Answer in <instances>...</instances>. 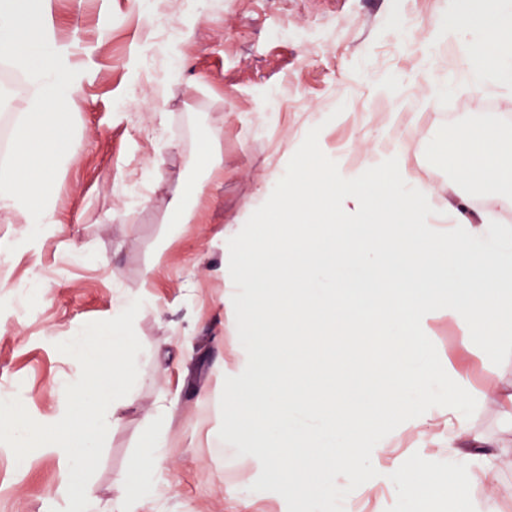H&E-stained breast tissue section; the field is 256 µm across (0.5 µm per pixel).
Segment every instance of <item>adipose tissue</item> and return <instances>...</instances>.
Wrapping results in <instances>:
<instances>
[{
    "label": "adipose tissue",
    "instance_id": "adipose-tissue-1",
    "mask_svg": "<svg viewBox=\"0 0 512 512\" xmlns=\"http://www.w3.org/2000/svg\"><path fill=\"white\" fill-rule=\"evenodd\" d=\"M54 3L0 0V47L13 51L26 87L12 159L0 168V212L20 215L26 229L16 240L0 241L4 260L53 233L54 175L78 151L69 135L71 114L89 74L56 34ZM433 38L455 45L456 66L471 84L511 75L512 0H484L478 12L437 27ZM199 134L208 151L185 169L189 189L170 205L174 225L197 223L224 180L223 128L204 122ZM410 141L407 128L394 127L387 153L368 168L347 171L322 159L319 142L309 141L274 197L252 206L251 235L229 239L235 272L224 291V368L216 378L226 408L224 433L246 440L239 461L277 484L283 496L297 494L282 475L286 469L325 488L340 471L355 482L387 472L400 498L430 512L416 485L393 466L400 435L373 433L379 417L423 437L447 431L449 454L479 450L487 480L512 451V444L476 431L469 415L473 402L492 392L501 412L512 416V387L472 374L487 350L490 319L512 330V234L496 224L455 223L453 204L435 199L409 170ZM435 149L459 181L512 202V139L495 126H458ZM379 267L409 270L407 284L378 303L374 319L342 320L351 304L348 283L370 286ZM442 322L453 333L444 359L448 410L424 415L416 401L431 399L438 382L426 339ZM327 336L384 355L357 398L346 399L338 382L292 393L255 376L256 367L274 369L296 353L321 351ZM169 412L160 401L158 425L116 476L121 495L115 512L164 494L160 422Z\"/></svg>",
    "mask_w": 512,
    "mask_h": 512
}]
</instances>
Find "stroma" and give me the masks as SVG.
Masks as SVG:
<instances>
[{
    "label": "stroma",
    "instance_id": "35a3bbf8",
    "mask_svg": "<svg viewBox=\"0 0 512 512\" xmlns=\"http://www.w3.org/2000/svg\"><path fill=\"white\" fill-rule=\"evenodd\" d=\"M463 7L462 0H189L186 14L174 17L162 8L132 12L130 0H56L57 30L90 77L74 114L80 147L56 188L55 234L0 262V395L18 398L35 420L53 417L54 387L81 374L57 343L110 319L118 296L150 280V302L134 324L143 346L136 394L118 402L90 480L103 507L119 497L114 478L156 423L163 398L172 404L161 423L170 490L133 512H245L257 496L294 512L278 487L253 491L248 472L228 465L234 448H220L199 428L204 413L213 430L224 426L214 387L224 361V289L233 277L227 237L248 230L252 205L276 175L287 174L307 140L319 139L324 159L338 166L377 157L389 135L384 80H395L398 121L413 133L410 165L434 194L447 196L452 179L434 141L463 123H490L512 138V79L475 88L453 75L450 91L427 97L431 33L437 19ZM171 45L181 56L166 55ZM173 68L182 82L171 87ZM146 81L153 96L144 107L137 86ZM193 107L224 129V181L203 223L174 230L169 204L183 189L189 157L204 150ZM132 193L144 203L131 220L115 218ZM375 362L370 353H303L269 382L296 387L338 375L355 397L374 377ZM399 466L427 477L456 467L475 502L492 497L499 512H512L511 454L490 485L478 458L453 459L409 435ZM61 484L54 460L34 456L21 471L0 447V512H63ZM340 491L362 492L371 512H414L381 473L359 485L340 472L330 490L306 498L314 512H335Z\"/></svg>",
    "mask_w": 512,
    "mask_h": 512
}]
</instances>
